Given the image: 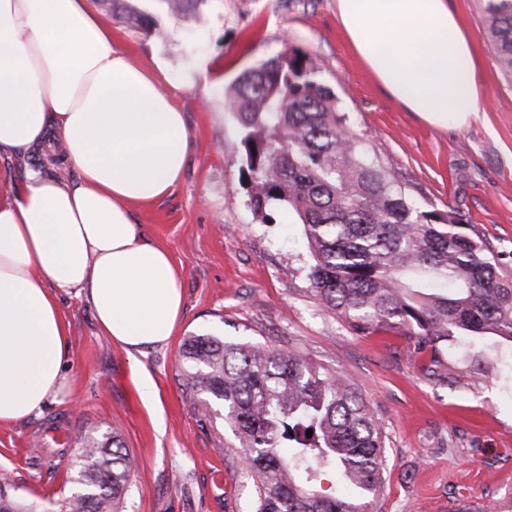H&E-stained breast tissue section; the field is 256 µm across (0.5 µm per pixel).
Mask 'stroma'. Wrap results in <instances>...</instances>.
I'll use <instances>...</instances> for the list:
<instances>
[{"mask_svg":"<svg viewBox=\"0 0 512 512\" xmlns=\"http://www.w3.org/2000/svg\"><path fill=\"white\" fill-rule=\"evenodd\" d=\"M112 44L149 68L186 114L192 152L161 202L134 205L146 237L181 274L184 315L166 345L135 356L98 328L85 298L62 300L70 324L71 395L40 417L0 426V474L33 512H62L81 436L120 435L137 467L122 512H254L256 488L222 416L195 411L179 348L216 335L293 348L362 391L386 436L383 483L368 512H512V342L456 336L430 343L395 322L366 330L322 310L305 277L294 215L249 205L243 131L224 90L246 68L296 50L353 129L415 186L422 207L459 209L490 247L512 257V79L480 34L479 0H448L471 31L483 81L478 117L435 128L406 111L362 66L336 0H212L177 18L162 0H125L150 24L129 26L89 0ZM150 375L159 402L134 383Z\"/></svg>","mask_w":512,"mask_h":512,"instance_id":"1","label":"stroma"}]
</instances>
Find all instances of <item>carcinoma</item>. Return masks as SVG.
<instances>
[{
    "label": "carcinoma",
    "mask_w": 512,
    "mask_h": 512,
    "mask_svg": "<svg viewBox=\"0 0 512 512\" xmlns=\"http://www.w3.org/2000/svg\"><path fill=\"white\" fill-rule=\"evenodd\" d=\"M172 15L210 0H162ZM482 36L512 77V0H483ZM293 50L243 70L227 101L244 135L250 205L293 212L310 254L305 277L355 331L396 320L435 343L460 333L512 342V274L453 207L422 208L369 149ZM196 409H224L256 487L255 512H367L382 482L385 436L361 393L296 351L189 336L181 345ZM312 437H307V431ZM65 512H118L134 469L120 438L85 436ZM337 472L345 491L318 486ZM0 477V512H26Z\"/></svg>",
    "instance_id": "1"
}]
</instances>
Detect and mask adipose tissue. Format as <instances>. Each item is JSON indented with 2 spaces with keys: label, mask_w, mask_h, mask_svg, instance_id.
<instances>
[{
  "label": "adipose tissue",
  "mask_w": 512,
  "mask_h": 512,
  "mask_svg": "<svg viewBox=\"0 0 512 512\" xmlns=\"http://www.w3.org/2000/svg\"><path fill=\"white\" fill-rule=\"evenodd\" d=\"M336 5L394 99L438 128L477 118L473 40L448 0ZM46 146L72 178L15 169ZM191 146L158 74L113 47L88 0H0V425L42 415L68 386L63 297H84L127 352L174 336L181 275L132 206L174 191Z\"/></svg>",
  "instance_id": "adipose-tissue-1"
}]
</instances>
